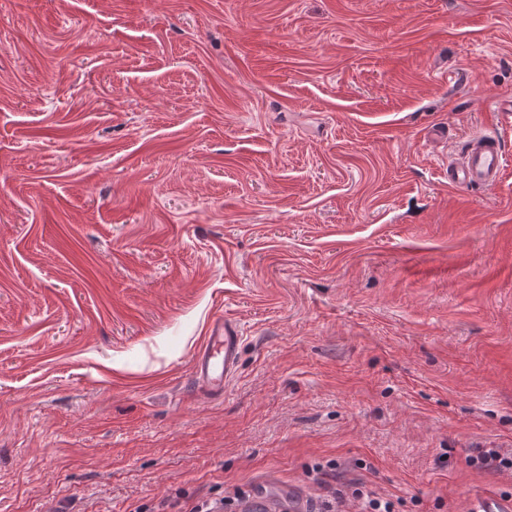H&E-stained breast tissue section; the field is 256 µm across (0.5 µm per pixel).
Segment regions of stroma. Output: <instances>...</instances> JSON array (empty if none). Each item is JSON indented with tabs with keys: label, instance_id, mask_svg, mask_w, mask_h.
Here are the masks:
<instances>
[{
	"label": "stroma",
	"instance_id": "35a3bbf8",
	"mask_svg": "<svg viewBox=\"0 0 512 512\" xmlns=\"http://www.w3.org/2000/svg\"><path fill=\"white\" fill-rule=\"evenodd\" d=\"M507 99L512 0H0V512L512 498ZM507 162V155L496 138H473L459 159L448 161V184L457 189L492 188ZM238 325L223 316L215 317L207 331L192 369L196 380L213 395L224 394V384L236 368L240 346Z\"/></svg>",
	"mask_w": 512,
	"mask_h": 512
}]
</instances>
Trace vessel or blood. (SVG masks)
I'll list each match as a JSON object with an SVG mask.
<instances>
[{
	"label": "vessel or blood",
	"instance_id": "vessel-or-blood-1",
	"mask_svg": "<svg viewBox=\"0 0 512 512\" xmlns=\"http://www.w3.org/2000/svg\"><path fill=\"white\" fill-rule=\"evenodd\" d=\"M507 162L496 138H473L459 159L449 161L448 184L457 189L494 187ZM239 346L237 324L221 316L215 317L192 364L196 380L213 395L223 394L224 385L236 368Z\"/></svg>",
	"mask_w": 512,
	"mask_h": 512
}]
</instances>
